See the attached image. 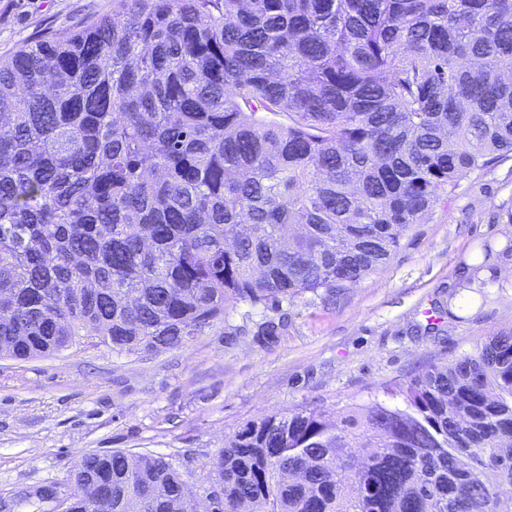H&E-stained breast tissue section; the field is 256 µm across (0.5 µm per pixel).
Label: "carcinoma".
<instances>
[{
    "label": "carcinoma",
    "mask_w": 512,
    "mask_h": 512,
    "mask_svg": "<svg viewBox=\"0 0 512 512\" xmlns=\"http://www.w3.org/2000/svg\"><path fill=\"white\" fill-rule=\"evenodd\" d=\"M508 157L512 0H112L0 57V356H149L333 294ZM384 395L245 423L220 512H500L512 328ZM77 477L186 512L162 456Z\"/></svg>",
    "instance_id": "1"
}]
</instances>
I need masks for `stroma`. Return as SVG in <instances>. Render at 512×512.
I'll return each mask as SVG.
<instances>
[{"label":"stroma","mask_w":512,"mask_h":512,"mask_svg":"<svg viewBox=\"0 0 512 512\" xmlns=\"http://www.w3.org/2000/svg\"><path fill=\"white\" fill-rule=\"evenodd\" d=\"M112 0H0V57L35 36L77 28ZM512 237V158L461 181L404 235L387 264L336 295L280 310L240 305L186 346L148 357L72 347L0 357V501L52 512L38 493L67 492L80 454L165 457L198 498L211 461L246 422L278 410H334L382 397L386 384L458 357L512 327V262L463 287L479 242ZM283 319L277 336L260 326Z\"/></svg>","instance_id":"stroma-1"}]
</instances>
